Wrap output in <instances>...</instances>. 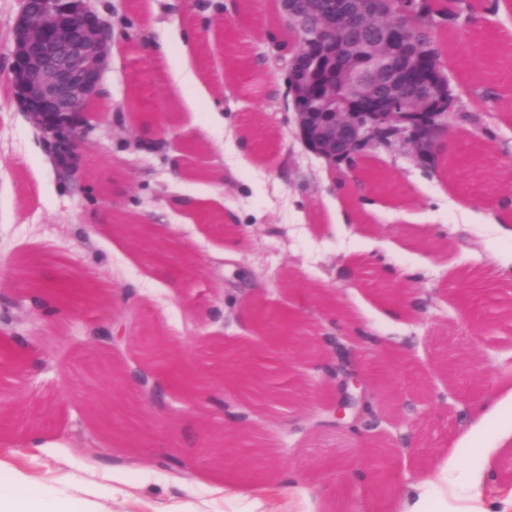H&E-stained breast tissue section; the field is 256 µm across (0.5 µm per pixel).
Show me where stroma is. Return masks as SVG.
Returning a JSON list of instances; mask_svg holds the SVG:
<instances>
[{
    "label": "stroma",
    "mask_w": 512,
    "mask_h": 512,
    "mask_svg": "<svg viewBox=\"0 0 512 512\" xmlns=\"http://www.w3.org/2000/svg\"><path fill=\"white\" fill-rule=\"evenodd\" d=\"M474 2L461 0L449 29V82L512 89L506 67L480 74L473 64L481 33L512 31V10L476 14ZM152 4L147 23L135 0L93 2L114 43L104 109L84 132L88 167L75 184L59 177L51 139L10 87L22 3L0 0V346L24 353L0 368V491L29 478L99 512H403L411 496L436 497L425 475L464 430L460 412L477 416L512 388V327L485 328L461 307L473 284L512 295V238L492 222L498 197L512 191L503 174L512 122L491 103L484 123H450L447 156L465 160L452 182L409 146L371 150L375 182L361 189L369 200L354 223L349 196L360 188L337 189L326 162L297 138L283 70L253 68L268 41L251 28L272 21L273 0H224L220 14L191 8L186 24L170 0ZM191 25L198 41L188 38ZM144 36L165 47L162 68L135 52ZM137 64L152 87L153 135L164 141L156 150L141 142L131 110ZM187 65L217 104L174 82ZM266 83L281 87L279 98L266 97ZM184 199L233 221L216 232L191 218ZM29 264L91 289L83 318L65 308L28 316ZM258 305L292 315L310 336L332 315L381 337L361 353L391 396L377 437L410 426L420 438L416 451L392 455L391 484L358 478L364 443L314 424L334 388L309 358L269 343L276 328L255 324ZM110 320L126 325L128 342L89 343L87 327ZM144 336L162 337L195 370L198 391L170 389L160 409L142 400L130 374ZM420 390L448 402L410 425L398 402ZM94 397L114 404L109 424L89 420ZM227 398L252 409V440L267 454V474L248 490L222 462H198L207 438L239 435ZM170 454L185 467L165 469ZM448 500L457 512H512V447L450 470Z\"/></svg>",
    "instance_id": "1"
}]
</instances>
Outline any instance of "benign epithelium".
Segmentation results:
<instances>
[{"mask_svg":"<svg viewBox=\"0 0 512 512\" xmlns=\"http://www.w3.org/2000/svg\"><path fill=\"white\" fill-rule=\"evenodd\" d=\"M12 27L13 87L25 111L52 135L58 175L80 179L83 106L102 92L105 63L114 35L89 0H22ZM290 27L303 34L304 50L288 62L303 74L314 56H327L359 95H369V112L358 99L346 112H306L309 84L290 83L296 129L303 146L331 167L387 132L409 145L421 160L434 157L448 135V117L459 99L444 68L408 37L428 23V0H275ZM347 35L338 39L336 31ZM98 340L113 346L128 340L124 324L110 322ZM342 365L336 398L323 407L318 424H331L366 439L363 423L380 394L360 365V350L347 344L330 349Z\"/></svg>","mask_w":512,"mask_h":512,"instance_id":"obj_1","label":"benign epithelium"}]
</instances>
